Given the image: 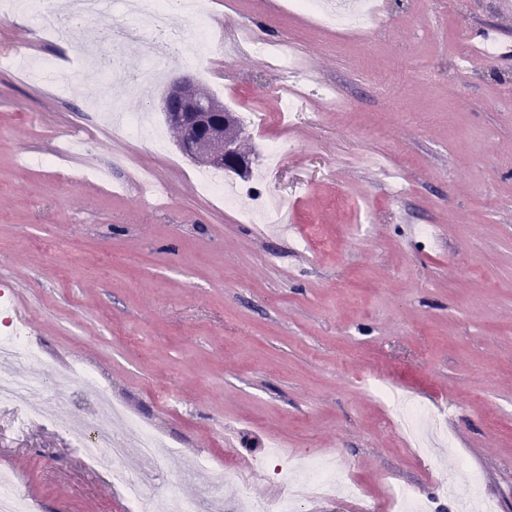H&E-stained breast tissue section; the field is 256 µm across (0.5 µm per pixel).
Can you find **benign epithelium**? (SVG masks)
<instances>
[{
    "instance_id": "obj_1",
    "label": "benign epithelium",
    "mask_w": 512,
    "mask_h": 512,
    "mask_svg": "<svg viewBox=\"0 0 512 512\" xmlns=\"http://www.w3.org/2000/svg\"><path fill=\"white\" fill-rule=\"evenodd\" d=\"M163 112L170 125L180 130V149L198 164L243 172L248 157L241 153L231 130L233 113L195 85L193 74L173 80L163 94Z\"/></svg>"
}]
</instances>
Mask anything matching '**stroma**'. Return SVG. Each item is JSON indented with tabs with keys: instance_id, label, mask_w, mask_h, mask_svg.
<instances>
[{
	"instance_id": "35a3bbf8",
	"label": "stroma",
	"mask_w": 512,
	"mask_h": 512,
	"mask_svg": "<svg viewBox=\"0 0 512 512\" xmlns=\"http://www.w3.org/2000/svg\"><path fill=\"white\" fill-rule=\"evenodd\" d=\"M378 2L346 30L278 0H208L202 65L175 50L144 60L135 41L118 51L126 72L160 76L124 94L126 111L164 123L162 93L189 70L237 113L255 161L224 179L291 199L296 235L244 222L248 198L215 202L175 131L113 139L100 106L111 89L79 52L107 46L118 23L152 32L150 4L89 15L66 42L33 14L0 20V282L44 357L90 373L71 399L43 397L48 411L89 412L104 387L160 436L158 512L215 484L206 512L245 490L271 497L276 442L328 456L378 501L432 493L441 466L459 497L478 490L512 512V55L461 65L468 35L512 47V13L501 0ZM243 31L304 63L298 115L282 119L285 85L265 57L225 53ZM24 51L69 72V90L6 64ZM73 127L83 147L70 154L61 134ZM270 142L288 150L268 169ZM140 172L161 195L126 188ZM365 376L429 409L446 400L433 460L416 457ZM21 420L0 405V468L39 512H135L62 429ZM228 431L251 472L221 470Z\"/></svg>"
}]
</instances>
